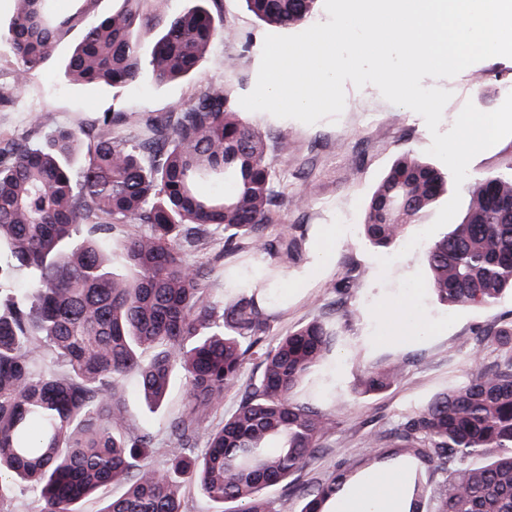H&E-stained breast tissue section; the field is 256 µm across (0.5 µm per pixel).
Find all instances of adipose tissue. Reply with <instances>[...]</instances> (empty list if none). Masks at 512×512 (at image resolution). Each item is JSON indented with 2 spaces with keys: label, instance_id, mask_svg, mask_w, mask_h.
<instances>
[{
  "label": "adipose tissue",
  "instance_id": "obj_1",
  "mask_svg": "<svg viewBox=\"0 0 512 512\" xmlns=\"http://www.w3.org/2000/svg\"><path fill=\"white\" fill-rule=\"evenodd\" d=\"M324 512H409L406 473L393 469L361 475L327 501Z\"/></svg>",
  "mask_w": 512,
  "mask_h": 512
}]
</instances>
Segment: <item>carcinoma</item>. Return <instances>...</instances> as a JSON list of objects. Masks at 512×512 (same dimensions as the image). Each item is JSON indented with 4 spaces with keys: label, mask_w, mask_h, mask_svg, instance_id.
Instances as JSON below:
<instances>
[{
    "label": "carcinoma",
    "mask_w": 512,
    "mask_h": 512,
    "mask_svg": "<svg viewBox=\"0 0 512 512\" xmlns=\"http://www.w3.org/2000/svg\"><path fill=\"white\" fill-rule=\"evenodd\" d=\"M149 1L161 5L118 0L89 19L95 0H76L68 15L56 0H18L4 33L17 80L42 69L78 26L79 42L62 64L69 82L121 88L146 73L157 85L192 77L225 31L204 0L158 28L144 11ZM247 3L272 28L289 30L308 21L318 0ZM116 124L140 120L104 114L105 131L79 167L83 131L46 119L41 141L0 146V512H8L4 486L14 480L41 512H83L115 482L125 490L100 512H186L187 485L213 512H280L273 489L302 498L301 512H321L360 475L346 463L302 479L333 452L322 441L329 415L297 392L333 351L336 329L314 319L267 347L277 269L259 268V287L214 300L211 268L194 260L214 233L224 235L225 257L301 252V233L273 242L259 232L277 203L266 140L223 87L145 123L136 145L112 138L107 128ZM444 185L433 164L397 160L367 202L366 241L402 243ZM468 194L462 222L428 242L427 285L447 307L490 308L512 292V168L473 178ZM132 226L126 276L112 269V239ZM490 335L512 351V322L476 332L474 348ZM254 356L260 374L242 388ZM404 370L401 358L375 365L358 393H379ZM175 375L186 404L170 422L177 447L160 469L147 461L154 440L130 424L124 391L133 376L158 407ZM239 390L238 407L206 429L196 451L204 420ZM370 448L372 466L407 468L409 512H512V354L436 394Z\"/></svg>",
    "instance_id": "obj_1"
}]
</instances>
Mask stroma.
<instances>
[{
  "label": "stroma",
  "mask_w": 512,
  "mask_h": 512,
  "mask_svg": "<svg viewBox=\"0 0 512 512\" xmlns=\"http://www.w3.org/2000/svg\"><path fill=\"white\" fill-rule=\"evenodd\" d=\"M207 7L233 35L213 43L195 76L164 85L149 81L113 90L108 86L79 85L64 79L56 62L17 82V63L6 40H0V141L27 137L42 118L58 126L95 128L104 113L133 112L141 121L177 112L190 105L208 87L230 89L234 96L250 93L257 80L262 47L269 29L245 0H207ZM480 64L455 77L424 78L423 86H438L452 93L443 111L440 131H448L466 102L481 111L497 109L504 101L502 81H512V58L496 60V77L476 81ZM345 107L337 120L322 119L307 125L266 112L245 117L276 143L288 138L287 155H274L278 204L262 226L270 239L283 230L302 228L305 240L300 256L239 255L234 280L248 282L256 267L279 265L283 277L300 276V288L290 291L274 308L267 338L281 336L316 318L332 322L338 332L329 358L301 386L298 396L327 411L331 424L324 440L330 446L315 469L334 470L342 462L365 467L367 442L397 427L439 392L465 384L478 365L489 366L504 354L485 342L480 361H473L472 338L512 321V296L491 308L447 307L439 304L426 284V248L418 246L395 260L388 270L378 262L382 250L371 247L360 232L366 201L395 160L410 153L425 156L432 138L423 118L389 103L372 85L345 86ZM338 227L331 257L321 261L315 251L324 225ZM361 275L350 288L337 285L350 269ZM408 311L418 329L413 338L388 340L389 313ZM406 357L403 376L386 391L356 394L365 368L388 358ZM185 398L180 381H173L162 406L150 407L143 396L129 391L126 404L131 422L152 434L158 450L156 467L168 462L175 442L168 433L171 419L182 410Z\"/></svg>",
  "instance_id": "stroma-1"
}]
</instances>
